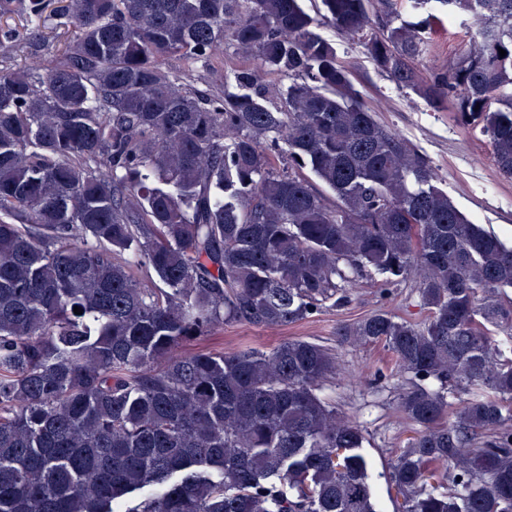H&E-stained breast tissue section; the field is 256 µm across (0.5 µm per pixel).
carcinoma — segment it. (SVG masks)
I'll return each mask as SVG.
<instances>
[{"mask_svg": "<svg viewBox=\"0 0 512 512\" xmlns=\"http://www.w3.org/2000/svg\"><path fill=\"white\" fill-rule=\"evenodd\" d=\"M410 2L479 17V48L424 82L429 18L321 0L398 86L436 111L455 98L511 179L512 0ZM51 15L74 35L45 75L0 67V512H382L362 425L322 395L329 349L178 352L344 307L361 272L420 276L428 310L345 329L409 384L419 430L386 473L401 512H512V334L492 332L512 321V246L376 120L300 0H0L22 21L0 39ZM226 42L253 60L241 94L170 66Z\"/></svg>", "mask_w": 512, "mask_h": 512, "instance_id": "carcinoma-1", "label": "carcinoma"}]
</instances>
